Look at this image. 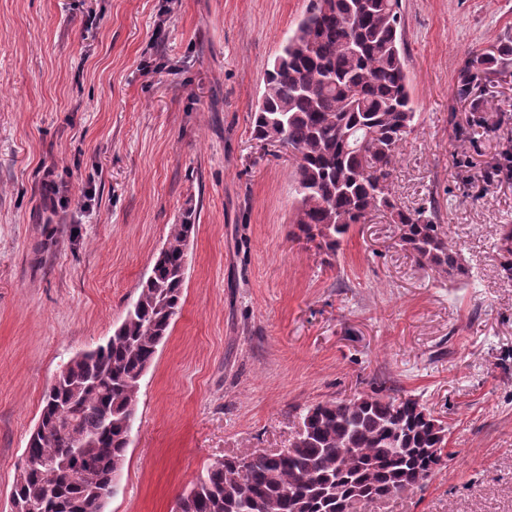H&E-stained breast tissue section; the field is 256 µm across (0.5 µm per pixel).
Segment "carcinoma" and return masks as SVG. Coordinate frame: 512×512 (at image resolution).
<instances>
[{"mask_svg":"<svg viewBox=\"0 0 512 512\" xmlns=\"http://www.w3.org/2000/svg\"><path fill=\"white\" fill-rule=\"evenodd\" d=\"M400 0H310L265 73L255 139L288 145L295 160L296 237L336 253L355 224L387 215L399 246L440 275L468 276L444 225L393 195V161L414 131L401 42ZM512 59V41L470 55L459 95ZM192 215L170 226L136 299L104 344L72 357L42 400V432L11 494L24 512H105L112 463L124 460L137 421L140 379L169 336L184 291ZM303 433L275 453L214 462L179 498L181 512H358L421 489L448 458V426L419 399L357 394L320 402Z\"/></svg>","mask_w":512,"mask_h":512,"instance_id":"carcinoma-1","label":"carcinoma"}]
</instances>
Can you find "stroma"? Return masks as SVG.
Listing matches in <instances>:
<instances>
[{"instance_id":"stroma-1","label":"stroma","mask_w":512,"mask_h":512,"mask_svg":"<svg viewBox=\"0 0 512 512\" xmlns=\"http://www.w3.org/2000/svg\"><path fill=\"white\" fill-rule=\"evenodd\" d=\"M309 4L0 0V512L52 378L111 336L188 211L183 304L106 512H173L216 460L288 447L307 408L373 391L418 398L449 458L367 512H512V63L457 96L468 54L512 39V0H401L418 120L392 191L435 202L462 280L378 215L333 255L292 239L294 162L252 115Z\"/></svg>"}]
</instances>
